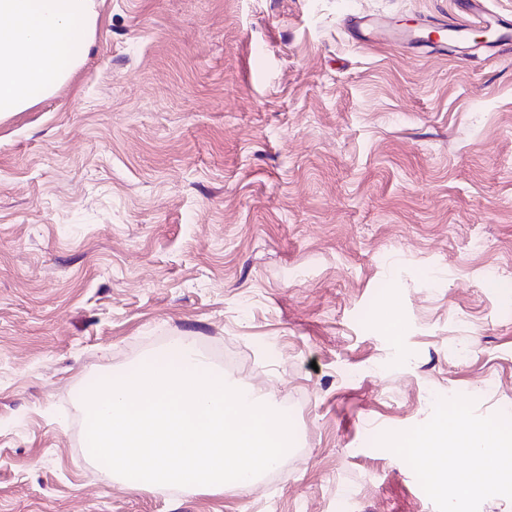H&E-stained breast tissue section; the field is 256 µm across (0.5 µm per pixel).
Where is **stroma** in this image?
Returning a JSON list of instances; mask_svg holds the SVG:
<instances>
[{
  "mask_svg": "<svg viewBox=\"0 0 512 512\" xmlns=\"http://www.w3.org/2000/svg\"><path fill=\"white\" fill-rule=\"evenodd\" d=\"M459 0H95L84 65L0 119V512H437L377 445L512 416V42L358 39ZM192 338L285 407L277 483L131 490L96 380Z\"/></svg>",
  "mask_w": 512,
  "mask_h": 512,
  "instance_id": "35a3bbf8",
  "label": "stroma"
}]
</instances>
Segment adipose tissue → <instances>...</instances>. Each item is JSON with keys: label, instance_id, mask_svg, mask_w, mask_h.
Here are the masks:
<instances>
[{"label": "adipose tissue", "instance_id": "obj_1", "mask_svg": "<svg viewBox=\"0 0 512 512\" xmlns=\"http://www.w3.org/2000/svg\"><path fill=\"white\" fill-rule=\"evenodd\" d=\"M94 0H0V118L54 94L87 59Z\"/></svg>", "mask_w": 512, "mask_h": 512}]
</instances>
